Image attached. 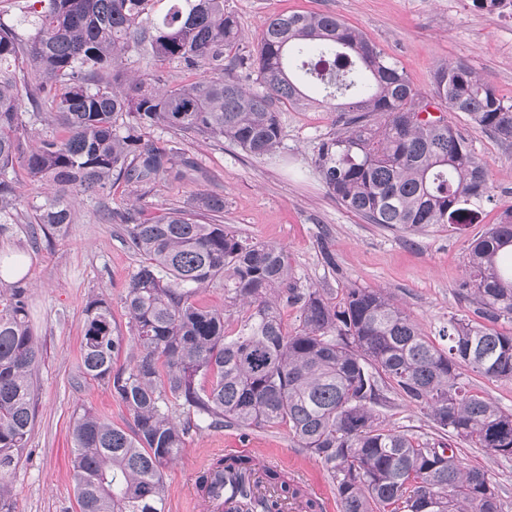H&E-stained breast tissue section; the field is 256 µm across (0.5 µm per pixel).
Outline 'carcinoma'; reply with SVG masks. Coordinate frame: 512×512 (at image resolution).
<instances>
[{
  "label": "carcinoma",
  "mask_w": 512,
  "mask_h": 512,
  "mask_svg": "<svg viewBox=\"0 0 512 512\" xmlns=\"http://www.w3.org/2000/svg\"><path fill=\"white\" fill-rule=\"evenodd\" d=\"M239 36L224 0H35L16 22L0 20V234L20 219L19 169L52 188L29 205V223L58 230L73 222L74 193L123 181L143 198L173 172L201 175L180 142L159 147L144 140L145 130L225 139L271 160L281 109L312 104L339 113L341 128L321 144L315 166L348 211L413 233L478 219L490 200L486 165L448 113L511 140L512 100L471 68L438 65L426 97L362 31L329 12L270 16L253 51L240 48ZM133 56L155 69L128 74L124 62ZM250 61L257 90L234 75ZM168 66L206 74L173 85ZM431 105L441 112L438 124L420 119ZM28 119L52 122L65 135L29 148ZM223 213L219 196L150 221L134 206L107 210L148 263L124 297L129 335L106 301L87 303L82 363L133 426L118 428L89 407L75 414L79 512H165L162 469L191 432L279 425L327 467L342 512H502L498 486L459 458L454 443L512 457V412L464 381L472 371L511 382L512 333L451 318L442 347L380 292L349 288L337 302L303 292L291 283L285 250L238 238L221 224ZM466 274L479 316L512 319L511 206L469 245ZM220 277L233 298L254 306L233 336L224 331V311L192 301ZM278 288L299 307L291 334L272 300ZM128 341L138 354L117 367ZM38 358L26 292L14 285L0 293V476L34 426ZM392 394L426 415L433 433L378 422ZM184 407L198 422H175ZM268 477L280 494H298L282 473Z\"/></svg>",
  "instance_id": "cac0c4a2"
}]
</instances>
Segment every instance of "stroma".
<instances>
[{
	"mask_svg": "<svg viewBox=\"0 0 512 512\" xmlns=\"http://www.w3.org/2000/svg\"><path fill=\"white\" fill-rule=\"evenodd\" d=\"M225 6L236 14L242 43L250 48L272 14L331 12L395 57L421 93L429 92L435 67L447 62L468 65L499 94L512 97V18L477 11L472 0H226ZM280 121L281 144L273 160L253 158L225 140L185 139L184 148L198 159L206 178L160 182L145 199L144 215L217 194L224 198L223 224L230 231L253 243L286 248L300 290L316 288L335 301L348 288L382 291L434 339L450 318L475 319V306L462 288L465 257L472 239L512 206V140L481 130L465 115L453 116L486 164L491 199L478 221L461 229L438 224L403 233L348 211L321 181L314 160L321 141L335 131L330 112L288 108ZM134 198L131 186L119 182L99 195L76 196L74 223L52 236L33 233L27 224L11 225L0 236V253L9 261L0 271V284L25 288L28 320L40 349L35 424L5 476L13 512H78L69 430L80 408H93L125 430L133 424L106 385L83 376L81 341L91 299H104L119 325L128 322L123 299L146 259L130 246L123 225L102 220L100 211L125 207ZM193 299L222 310L230 335L250 312L248 304L227 293L220 278L197 290ZM229 448L248 449L261 464L277 461L288 478L315 488L339 508L330 472L281 425L192 434L163 470L165 512H191L201 463L218 460ZM460 453L465 463L488 473L501 489L503 512H512V461L466 444Z\"/></svg>",
	"mask_w": 512,
	"mask_h": 512,
	"instance_id": "stroma-1",
	"label": "stroma"
}]
</instances>
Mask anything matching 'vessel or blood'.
Returning a JSON list of instances; mask_svg holds the SVG:
<instances>
[{
  "instance_id": "1",
  "label": "vessel or blood",
  "mask_w": 512,
  "mask_h": 512,
  "mask_svg": "<svg viewBox=\"0 0 512 512\" xmlns=\"http://www.w3.org/2000/svg\"><path fill=\"white\" fill-rule=\"evenodd\" d=\"M246 456L247 453L243 450L225 451L224 457L230 464L229 469L209 470L206 482L196 485L193 498L200 512H240L235 486L241 482L245 483L255 496L274 494L275 489L267 480L265 468H252L244 476L233 469V462Z\"/></svg>"
}]
</instances>
